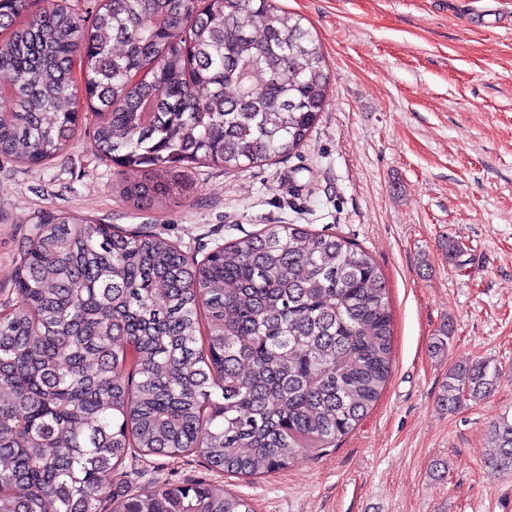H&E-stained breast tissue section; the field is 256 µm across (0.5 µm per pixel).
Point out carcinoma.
<instances>
[{"label":"carcinoma","instance_id":"1","mask_svg":"<svg viewBox=\"0 0 512 512\" xmlns=\"http://www.w3.org/2000/svg\"><path fill=\"white\" fill-rule=\"evenodd\" d=\"M29 2L0 0V29ZM0 72L1 157L39 166L93 116L98 154L139 174L123 185L135 206L183 194L200 166L297 151L329 84L319 43L276 0H100L90 21L52 0L0 39ZM38 224L0 315V512H99L100 475L136 451L275 473L353 430L387 383L388 289L342 236L268 224L198 260L73 214ZM496 379L487 360L458 365L442 402L487 397ZM491 437V473L512 474V416ZM113 512L254 510L198 481Z\"/></svg>","mask_w":512,"mask_h":512}]
</instances>
